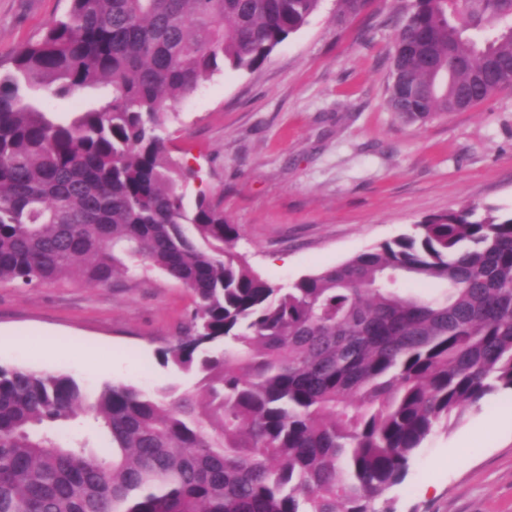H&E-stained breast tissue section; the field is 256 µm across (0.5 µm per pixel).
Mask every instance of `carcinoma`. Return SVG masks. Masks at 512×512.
<instances>
[{
	"label": "carcinoma",
	"mask_w": 512,
	"mask_h": 512,
	"mask_svg": "<svg viewBox=\"0 0 512 512\" xmlns=\"http://www.w3.org/2000/svg\"><path fill=\"white\" fill-rule=\"evenodd\" d=\"M318 4L71 0L0 58V283L157 270L192 297L159 361L195 379L92 391L0 366V512H396L386 494L425 440L512 391V215H431L285 288L233 251L222 207L189 200L169 109L223 66L260 67ZM391 65L409 122L512 88V0H413ZM105 87L67 120L44 105Z\"/></svg>",
	"instance_id": "1"
}]
</instances>
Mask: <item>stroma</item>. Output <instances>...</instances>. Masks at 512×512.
<instances>
[{"label":"stroma","mask_w":512,"mask_h":512,"mask_svg":"<svg viewBox=\"0 0 512 512\" xmlns=\"http://www.w3.org/2000/svg\"><path fill=\"white\" fill-rule=\"evenodd\" d=\"M412 0H373L353 19L320 0L253 71L224 69L168 121L192 188L219 201L251 266L285 286L478 204L512 213V89L426 122L386 105L394 21ZM70 0H0V57L39 40ZM192 308L154 270L109 286L0 284V365L145 390L181 384L158 359ZM54 337L64 349L48 351ZM397 512H512V394L437 430L390 492Z\"/></svg>","instance_id":"stroma-1"}]
</instances>
